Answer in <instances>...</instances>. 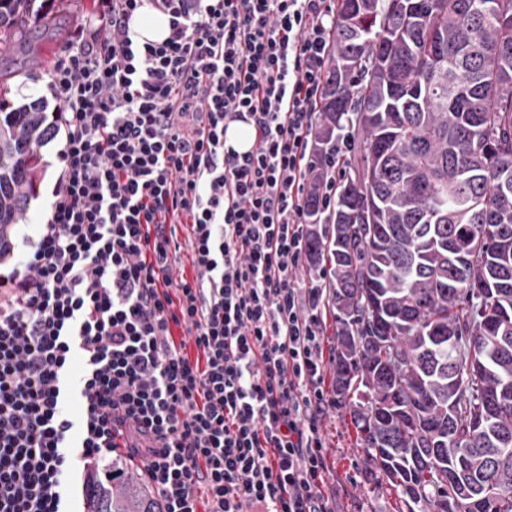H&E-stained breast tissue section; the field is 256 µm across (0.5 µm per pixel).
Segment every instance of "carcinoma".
<instances>
[{
    "mask_svg": "<svg viewBox=\"0 0 512 512\" xmlns=\"http://www.w3.org/2000/svg\"><path fill=\"white\" fill-rule=\"evenodd\" d=\"M33 0H0V50ZM326 141L355 114L332 266L334 388L407 512H512V0H337ZM0 73V253L54 136ZM86 512H150L135 469Z\"/></svg>",
    "mask_w": 512,
    "mask_h": 512,
    "instance_id": "obj_1",
    "label": "carcinoma"
}]
</instances>
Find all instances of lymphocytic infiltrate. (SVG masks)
<instances>
[{
  "mask_svg": "<svg viewBox=\"0 0 512 512\" xmlns=\"http://www.w3.org/2000/svg\"><path fill=\"white\" fill-rule=\"evenodd\" d=\"M335 24L336 0H94L48 74L50 215L0 257V512H69L76 466L116 464L159 512H336L309 251L351 145L316 140ZM134 24L150 40L160 41L168 35L167 18L152 10H145Z\"/></svg>",
  "mask_w": 512,
  "mask_h": 512,
  "instance_id": "lymphocytic-infiltrate-1",
  "label": "lymphocytic infiltrate"
}]
</instances>
